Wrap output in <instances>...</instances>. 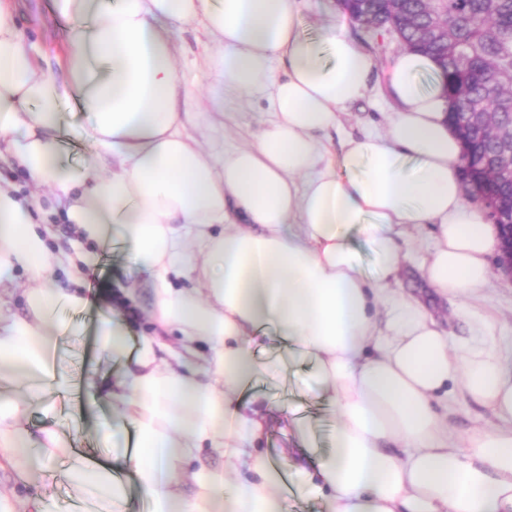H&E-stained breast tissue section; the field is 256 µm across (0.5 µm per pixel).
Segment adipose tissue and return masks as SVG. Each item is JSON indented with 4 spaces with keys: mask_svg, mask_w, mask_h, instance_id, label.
<instances>
[{
    "mask_svg": "<svg viewBox=\"0 0 512 512\" xmlns=\"http://www.w3.org/2000/svg\"><path fill=\"white\" fill-rule=\"evenodd\" d=\"M71 23L62 76L45 73L18 27L17 0H0V156L49 190L55 214L104 243L120 227L155 279L153 318L177 333L132 340L121 325L102 343L125 360L106 391L137 450L121 468L91 465L65 430L32 432L30 408L48 388L61 341L57 306L81 291L46 288L59 256L42 234L36 197L0 183V272L24 270L25 314L0 297V472L36 484L46 460H69L91 512H119L133 471L149 512H284L279 477L260 449L272 427L288 435L296 468L330 512H512V367L493 341L492 316L455 346L424 306L395 290L409 228L435 227L423 281L463 304L482 299L495 225L470 200L436 60L400 51L386 74L393 101L383 131L327 156L322 133L365 98L375 62L345 25L300 30L296 0H53ZM197 22L218 60L210 99L268 91L272 118L257 140L227 149L186 128L176 101L175 25ZM430 76L422 84V76ZM90 120V166L63 163V107ZM359 233L377 263L366 274ZM275 325L290 355L319 367L336 413L333 452L313 459L312 430L276 418L245 390L260 365L256 333ZM497 419L463 444L450 437L454 385ZM223 474L200 467L202 449ZM196 485L185 496L179 474Z\"/></svg>",
    "mask_w": 512,
    "mask_h": 512,
    "instance_id": "1",
    "label": "adipose tissue"
}]
</instances>
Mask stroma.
I'll return each instance as SVG.
<instances>
[{
    "instance_id": "35a3bbf8",
    "label": "stroma",
    "mask_w": 512,
    "mask_h": 512,
    "mask_svg": "<svg viewBox=\"0 0 512 512\" xmlns=\"http://www.w3.org/2000/svg\"><path fill=\"white\" fill-rule=\"evenodd\" d=\"M22 5L23 15L19 24L35 43L40 66L46 73H58L59 60L69 36L67 24L52 16L51 0H22ZM349 33L361 48L372 55L376 71L365 100L346 108L341 116V127L325 136L324 143L333 152L340 150L347 137L383 129L393 107L386 93L385 78L398 53L395 34L354 21L349 24ZM174 39L180 76L192 92L183 109L187 112L207 111L206 92L212 80L210 52L206 47L208 38L199 27L192 25L175 28ZM269 118L265 96L258 94L240 98L229 95L219 112L212 114L209 132L223 137L225 145L244 146L254 142ZM432 246L431 227L423 226L411 231L408 237L411 259L405 265L400 286L426 304L435 319L444 325L454 345L464 347L470 343L471 336L467 324L456 316L457 300L433 295L417 270ZM94 270L105 276L97 303L79 311L62 309L57 314V320L67 334L57 353L56 369L65 373L74 386L91 372L96 373L104 384L121 372L120 362L107 354L98 339L100 329L111 322L113 311L123 310V318L133 335H154L158 332L152 320L149 275L120 238H113L110 254L100 259ZM126 288L133 289L134 302H124L122 291ZM478 307L494 315L500 353L511 363L512 277L501 270H494L485 289V299L479 302ZM253 352L262 369L250 384V394L259 396L279 415L306 419L313 430L316 456L326 457L333 449L336 417L317 383L316 364L288 356L276 328L271 325L261 331ZM64 400L62 407L29 414L27 426L36 430L47 425L65 424L73 448L100 463L123 455L132 429L113 418L112 406L107 399L100 397L91 404L82 400L74 389L65 393ZM491 419L488 408L472 400L461 388L453 389L448 397V424L454 439H462L471 428L485 425ZM105 426L112 429V443L108 446L100 440V431ZM263 448L282 476L288 512H326L321 498L301 492V478L287 451V437L273 432ZM67 471V458L49 460L43 482L30 491L31 496L40 498L48 506L49 512H71L76 492L68 480Z\"/></svg>"
}]
</instances>
